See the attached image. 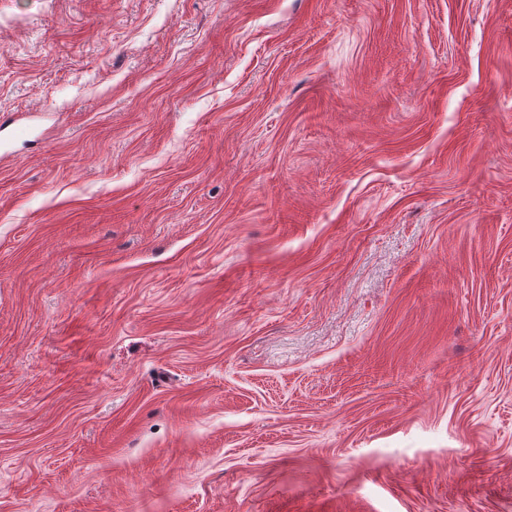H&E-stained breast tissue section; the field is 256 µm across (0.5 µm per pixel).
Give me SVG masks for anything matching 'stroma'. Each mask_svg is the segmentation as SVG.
<instances>
[{
  "label": "stroma",
  "instance_id": "stroma-1",
  "mask_svg": "<svg viewBox=\"0 0 512 512\" xmlns=\"http://www.w3.org/2000/svg\"><path fill=\"white\" fill-rule=\"evenodd\" d=\"M0 512H512V0H0Z\"/></svg>",
  "mask_w": 512,
  "mask_h": 512
}]
</instances>
